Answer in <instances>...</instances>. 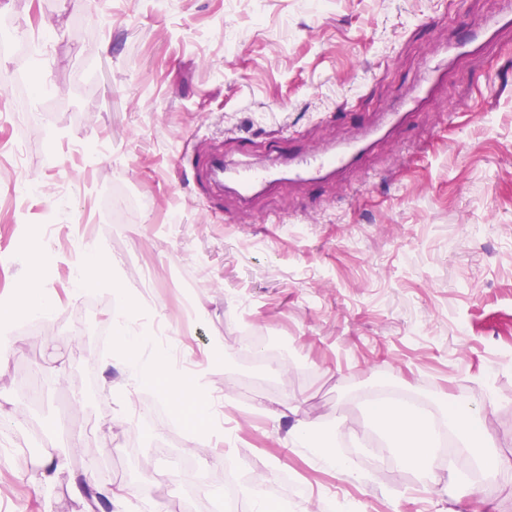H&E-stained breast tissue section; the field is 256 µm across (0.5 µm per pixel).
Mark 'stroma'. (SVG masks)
<instances>
[{
    "mask_svg": "<svg viewBox=\"0 0 512 512\" xmlns=\"http://www.w3.org/2000/svg\"><path fill=\"white\" fill-rule=\"evenodd\" d=\"M501 0H0L4 37H54L49 54L0 57V113L17 109L14 72L35 71L44 124H0L24 139L37 184L25 216L0 164V512H223L263 489L275 512H512V30L461 58L434 102L378 139L337 178L281 179L249 203L211 185L205 160L283 169L377 125L435 49L496 15ZM75 190L58 205L61 177ZM121 187L152 206L122 228L98 192ZM60 208L58 226L97 227L77 249L23 225ZM105 270L74 290L76 262ZM153 286L142 293L138 276ZM37 281L50 318L25 315ZM179 326L184 366L224 427L189 420L164 386L131 381L112 327L121 299ZM247 336L281 338L258 366ZM412 394L441 416L471 400L474 445L436 457L433 479L397 465L366 397ZM153 394L163 418L136 431L129 412ZM291 406L280 423L272 411ZM299 430L311 446L289 438ZM332 449L351 474L323 462ZM70 467L44 495L31 484L49 450ZM500 461L491 500L453 499L449 472L470 479L473 455ZM192 456L194 470L182 466ZM127 485L119 506L74 493Z\"/></svg>",
    "mask_w": 512,
    "mask_h": 512,
    "instance_id": "35a3bbf8",
    "label": "stroma"
}]
</instances>
